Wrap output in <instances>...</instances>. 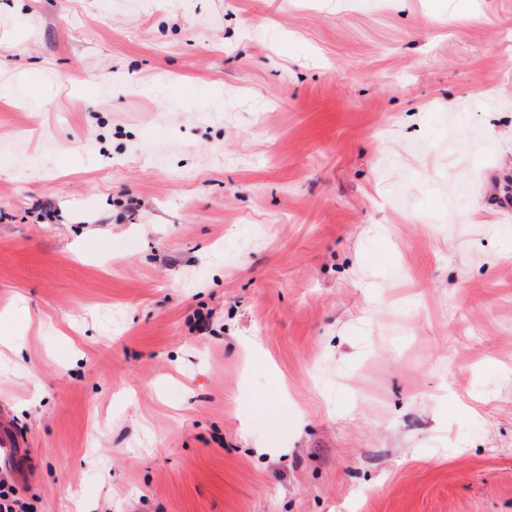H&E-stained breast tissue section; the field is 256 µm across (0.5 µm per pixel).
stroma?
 <instances>
[{"label": "stroma", "mask_w": 512, "mask_h": 512, "mask_svg": "<svg viewBox=\"0 0 512 512\" xmlns=\"http://www.w3.org/2000/svg\"><path fill=\"white\" fill-rule=\"evenodd\" d=\"M509 178L512 0H0V474L512 512ZM0 461L9 463L13 456L24 448V441L15 429L8 412L2 409L0 412Z\"/></svg>", "instance_id": "35a3bbf8"}]
</instances>
